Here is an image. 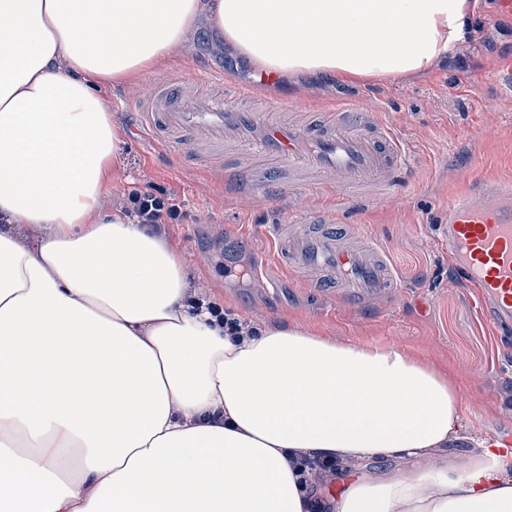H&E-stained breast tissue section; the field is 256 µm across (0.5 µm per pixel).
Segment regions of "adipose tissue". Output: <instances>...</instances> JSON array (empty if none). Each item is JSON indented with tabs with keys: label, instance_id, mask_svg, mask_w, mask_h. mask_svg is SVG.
<instances>
[{
	"label": "adipose tissue",
	"instance_id": "1",
	"mask_svg": "<svg viewBox=\"0 0 512 512\" xmlns=\"http://www.w3.org/2000/svg\"><path fill=\"white\" fill-rule=\"evenodd\" d=\"M201 19L258 69L346 81L420 71L471 25L467 0H0V512H321L301 451L412 459L335 512H512L499 442L432 461L460 438L446 374L298 324L232 335L176 248L101 215L123 150L101 88Z\"/></svg>",
	"mask_w": 512,
	"mask_h": 512
}]
</instances>
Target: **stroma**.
<instances>
[{
	"instance_id": "1",
	"label": "stroma",
	"mask_w": 512,
	"mask_h": 512,
	"mask_svg": "<svg viewBox=\"0 0 512 512\" xmlns=\"http://www.w3.org/2000/svg\"><path fill=\"white\" fill-rule=\"evenodd\" d=\"M474 19L467 38L429 68L397 79L343 82L325 74H281L269 89L270 105L301 100L314 112L371 100L409 143L410 176L386 200H354L347 218L368 232L397 282L394 291L358 300L336 288L290 284L277 261L267 290L257 279L255 254L265 249L269 225L288 218L274 182L225 189L195 166L191 149L155 144L135 135L137 86L174 82L206 69L225 81H247L254 65L217 33L199 26L193 43L165 70L142 75L137 85L112 83L103 97L125 147L112 164V185L102 199L111 211L118 198L147 185L175 188L184 213L163 238L178 248L197 294L267 326L299 322L312 333L358 345L401 349L448 371L459 388L463 437L450 454L475 455L482 441L512 446V335H499L477 312L473 289L458 280L439 246L448 201L472 179L512 182V15L496 0H470ZM398 467L379 458L361 467L342 465L340 480L316 483L333 499L359 476L384 477Z\"/></svg>"
}]
</instances>
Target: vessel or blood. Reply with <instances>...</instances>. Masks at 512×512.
Wrapping results in <instances>:
<instances>
[{"mask_svg": "<svg viewBox=\"0 0 512 512\" xmlns=\"http://www.w3.org/2000/svg\"><path fill=\"white\" fill-rule=\"evenodd\" d=\"M278 78L277 72L261 71L247 87L192 98L153 85L138 99V123L144 134L166 144L206 143L198 162L224 181L251 180L259 165L284 167L281 195L300 191L311 201L328 195L341 204L356 195L386 196L408 149L377 108L345 105L311 114L295 104L283 118L235 107L241 97L260 99ZM291 221L292 233L277 224L269 231L273 253L290 276L310 286L347 288L357 298L396 288L385 258L361 229L331 231L335 210L310 202ZM442 244L454 271L476 288L481 316L512 323V184L473 180L471 189L448 203Z\"/></svg>", "mask_w": 512, "mask_h": 512, "instance_id": "vessel-or-blood-1", "label": "vessel or blood"}]
</instances>
